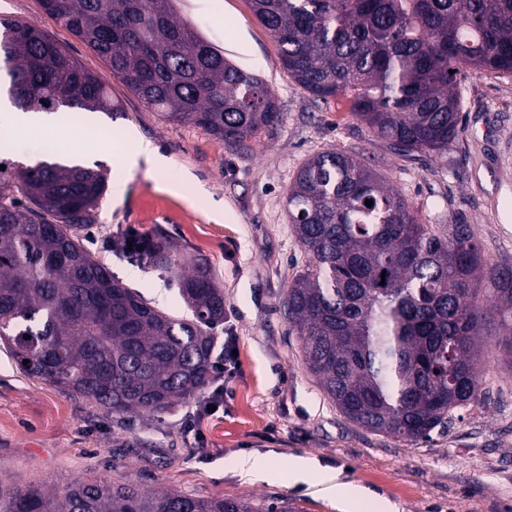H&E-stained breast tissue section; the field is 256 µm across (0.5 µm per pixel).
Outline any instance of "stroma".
Returning a JSON list of instances; mask_svg holds the SVG:
<instances>
[{"instance_id": "1", "label": "stroma", "mask_w": 512, "mask_h": 512, "mask_svg": "<svg viewBox=\"0 0 512 512\" xmlns=\"http://www.w3.org/2000/svg\"><path fill=\"white\" fill-rule=\"evenodd\" d=\"M177 9L225 57L260 77L281 107V125L259 134L248 154L147 109L40 0H0V17L34 25L65 47L108 85L116 110L50 113L45 124L18 134L0 111V133L15 166L68 151L79 152L82 166H100L108 188L86 243L153 305L188 312L166 275L107 250L116 231L166 236L181 256L211 267L224 291L215 337L236 349L235 370L213 374L205 387L223 393L215 413L199 414L191 398L155 417L119 418L25 375L1 348L0 485L57 488L104 474L148 491L287 499L298 512H347L317 488L289 484L293 460L310 456L400 512H512V372L501 364L495 323L482 331L481 404L454 412L445 432L419 443L367 431L336 410L307 371L282 305L305 264L286 191L308 159L333 149L360 154L422 223L471 224L486 262L512 260V78L464 70V130L447 157L402 155L351 114L346 97L324 103L294 82L249 0H179ZM143 139L171 160L163 177L142 170L124 176L120 154ZM201 188L223 202L222 216L197 202ZM243 454L272 463L279 479L241 478L231 463Z\"/></svg>"}]
</instances>
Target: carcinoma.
<instances>
[{
  "mask_svg": "<svg viewBox=\"0 0 512 512\" xmlns=\"http://www.w3.org/2000/svg\"><path fill=\"white\" fill-rule=\"evenodd\" d=\"M296 83L351 112L400 152L448 154L465 68L512 78V0H250ZM150 110L246 154L282 112L264 81L177 16L175 0H41ZM10 101L28 112L111 114L106 84L39 29L0 18ZM0 169V342L17 367L116 416L158 415L216 368L224 292L202 262L143 235L127 255L170 273L192 317L112 276L78 231L95 223L101 169ZM373 205L368 206L365 201ZM308 260L283 302L307 369L339 412L414 442L477 401L478 336L498 318L512 370V261L487 264L469 224H423L380 173L329 150L286 193ZM492 303H477L479 289ZM28 364H23V361ZM0 512H296L286 501L200 499L107 477L0 488Z\"/></svg>",
  "mask_w": 512,
  "mask_h": 512,
  "instance_id": "cac0c4a2",
  "label": "carcinoma"
}]
</instances>
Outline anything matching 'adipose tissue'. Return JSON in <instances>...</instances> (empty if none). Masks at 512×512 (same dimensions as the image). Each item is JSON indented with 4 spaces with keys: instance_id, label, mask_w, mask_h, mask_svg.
I'll return each mask as SVG.
<instances>
[{
    "instance_id": "adipose-tissue-1",
    "label": "adipose tissue",
    "mask_w": 512,
    "mask_h": 512,
    "mask_svg": "<svg viewBox=\"0 0 512 512\" xmlns=\"http://www.w3.org/2000/svg\"><path fill=\"white\" fill-rule=\"evenodd\" d=\"M291 470L294 482L306 484L310 480H317L320 491L338 496L349 504L369 505L371 512H399L397 505L382 498L365 495L351 483L343 481L340 471L321 467L316 459L296 458Z\"/></svg>"
}]
</instances>
